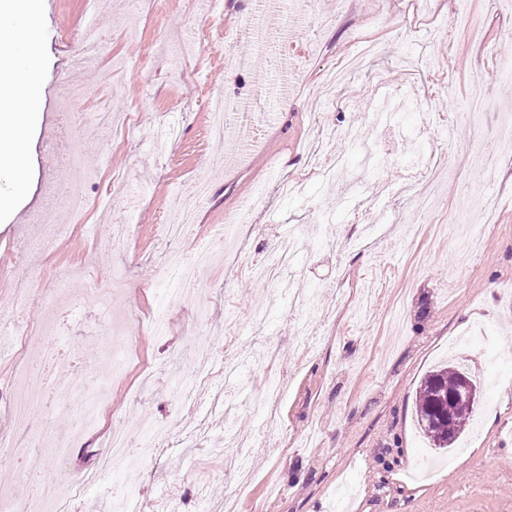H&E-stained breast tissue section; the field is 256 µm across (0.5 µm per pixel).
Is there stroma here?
Returning a JSON list of instances; mask_svg holds the SVG:
<instances>
[{
    "mask_svg": "<svg viewBox=\"0 0 512 512\" xmlns=\"http://www.w3.org/2000/svg\"><path fill=\"white\" fill-rule=\"evenodd\" d=\"M42 66L37 76L26 160V187L11 209H0V312L20 309L9 350L0 354V429L22 367L34 359L25 346L29 324L58 326L59 347L82 343L101 322L132 331L123 372L106 394L96 431L75 434L64 402L44 405L47 438L72 436L66 466L78 475L96 466L98 435L122 421L141 435L157 421L173 429L170 445L137 469L116 466L102 482L77 492L83 512H109L113 488H133L150 503L172 488L183 494L182 512L209 503L213 512L234 499L237 512H512V95L497 78L500 60L512 61V0H143L141 34L129 39L124 24L129 0H37ZM263 14L270 55L283 67L272 73L253 62L237 19ZM94 21L108 35L111 53L82 75L84 109L99 115L124 110L137 129L112 149L109 170L84 185L100 204L87 223L70 227L52 253L28 249L32 235L60 222L48 200L72 179L61 153L97 169L96 134L66 137L58 122L68 106L61 76L71 59L78 28ZM380 55L365 58L366 44ZM362 67L337 87L333 102L317 101L324 72L341 59ZM126 68V88L113 96L106 78L113 61ZM194 83L177 80L184 69ZM406 89L413 108L395 112L392 131L374 134L366 120L384 90ZM237 95L246 110L233 118L247 144L231 154L209 135L211 109L223 95ZM484 107L478 124L457 120L473 98ZM453 121V137L440 138L433 115ZM491 144L494 177L477 181L469 153L475 128ZM324 141L344 166L335 184L308 174V147ZM435 163L441 187L430 212H416L409 197V153ZM304 177L300 194L284 196L282 175ZM204 180L207 194L191 224L188 247L209 245L216 225L246 198L257 197L238 248L215 253L194 295L168 300L162 274L166 243L161 224L180 220L173 201ZM395 205L397 222L380 208L364 209L363 191ZM473 195L492 196V217L464 211ZM111 208H104V201ZM136 221H125L127 207ZM375 223L393 244L378 275L367 268L372 249L354 246L349 231ZM293 227L303 230L296 271L307 291L323 293L336 318L323 330L318 352L296 349L288 298L276 284H259L247 266L271 261L273 246ZM121 233L111 251L100 237ZM344 279L331 283L334 263ZM127 270L126 285L113 291L106 312L70 308L74 284H107L112 270ZM57 277L52 304L34 286ZM376 298L370 319L354 332L345 326L360 290ZM163 314L168 333L147 327ZM235 335L238 357L250 360L262 346L275 350L269 374H284L285 392L264 413L253 410L261 389L225 396L213 407V390L198 385L184 397L194 375L192 357L171 359L174 348L222 347ZM467 361L481 380L478 419L451 453L431 449L415 417V393L425 375L446 360ZM232 415L244 436L272 428L278 451L255 450L252 486L228 482L227 450L219 420Z\"/></svg>",
    "mask_w": 512,
    "mask_h": 512,
    "instance_id": "35a3bbf8",
    "label": "stroma"
}]
</instances>
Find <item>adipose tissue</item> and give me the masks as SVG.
Returning <instances> with one entry per match:
<instances>
[{"label":"adipose tissue","mask_w":512,"mask_h":512,"mask_svg":"<svg viewBox=\"0 0 512 512\" xmlns=\"http://www.w3.org/2000/svg\"><path fill=\"white\" fill-rule=\"evenodd\" d=\"M36 19L34 0H0V175L18 185L24 179L32 80L40 66L33 51Z\"/></svg>","instance_id":"adipose-tissue-1"}]
</instances>
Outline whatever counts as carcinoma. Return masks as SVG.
I'll return each instance as SVG.
<instances>
[{"instance_id": "1", "label": "carcinoma", "mask_w": 512, "mask_h": 512, "mask_svg": "<svg viewBox=\"0 0 512 512\" xmlns=\"http://www.w3.org/2000/svg\"><path fill=\"white\" fill-rule=\"evenodd\" d=\"M480 388V382L468 366L457 362L431 371L416 391V419L432 448L444 451L452 447L467 430L478 404L458 402L448 405V393L463 384Z\"/></svg>"}]
</instances>
